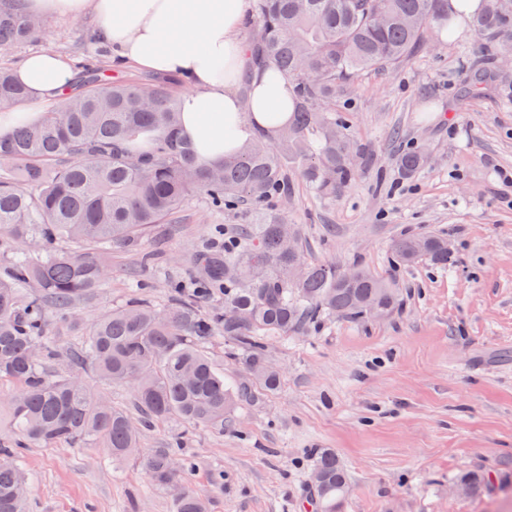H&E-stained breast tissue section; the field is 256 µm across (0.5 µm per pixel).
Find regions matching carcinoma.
I'll use <instances>...</instances> for the list:
<instances>
[{
    "mask_svg": "<svg viewBox=\"0 0 512 512\" xmlns=\"http://www.w3.org/2000/svg\"><path fill=\"white\" fill-rule=\"evenodd\" d=\"M20 0H0V49L39 38L42 21L27 16ZM256 23L246 38L251 58L273 65L296 100L288 124L259 133L239 155L213 166L197 161L194 145L179 133L178 78L103 82L100 62L111 58L99 43L78 62L75 94L34 124L0 137V248L11 256L0 270V389L9 417L30 448L96 442L112 459L141 454L156 489L173 512H208L191 487L196 465L179 448L140 453L144 428L170 420L224 430L236 408L280 386L268 357L269 341L300 331L314 332L339 316L370 319L400 306L389 277L355 267L307 259L304 228L295 240L280 233V204L288 199V169L300 172L317 199H333L354 179L357 164L347 120L336 111V91L361 73L394 67L410 58L425 31L436 26L455 33L457 16L448 0H257ZM473 27L483 55L471 61L464 93L480 95L512 56V0H484ZM25 87L0 68V111L24 102ZM420 148L398 158L402 176L425 166ZM204 195L209 208L247 206L269 215L260 224L213 227L215 246L195 254L194 277L171 282L165 303L135 297L97 314L65 352L66 370L54 336L63 317L110 283L112 250H137L160 224H174L186 201ZM426 259L448 266V238L427 231L403 233L393 243L389 265ZM214 288L224 292V310L203 311ZM217 336L249 383L232 385L207 356L204 345ZM104 384H129L133 418L83 375ZM313 469L317 512H339L348 477L336 453H316ZM461 481L476 495L488 489L478 470ZM29 476L17 456L0 442V512H27Z\"/></svg>",
    "mask_w": 512,
    "mask_h": 512,
    "instance_id": "obj_1",
    "label": "carcinoma"
}]
</instances>
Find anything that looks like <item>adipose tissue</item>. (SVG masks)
<instances>
[{
  "instance_id": "ef3b65f1",
  "label": "adipose tissue",
  "mask_w": 512,
  "mask_h": 512,
  "mask_svg": "<svg viewBox=\"0 0 512 512\" xmlns=\"http://www.w3.org/2000/svg\"><path fill=\"white\" fill-rule=\"evenodd\" d=\"M23 2L37 18L90 20L93 37L108 43L121 63L184 78L181 128L202 163L239 152L258 130H277L293 110L286 82L273 67H254L241 39L251 0ZM14 74L28 100L0 121V133L33 119L34 107L61 100L76 81L70 61L52 50L24 57Z\"/></svg>"
}]
</instances>
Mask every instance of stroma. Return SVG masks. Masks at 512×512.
Masks as SVG:
<instances>
[{
    "label": "stroma",
    "mask_w": 512,
    "mask_h": 512,
    "mask_svg": "<svg viewBox=\"0 0 512 512\" xmlns=\"http://www.w3.org/2000/svg\"><path fill=\"white\" fill-rule=\"evenodd\" d=\"M476 48L472 32L431 35L411 60L337 93L368 159L336 199H314L289 171L284 215L304 226L309 258L393 276L402 304L382 318H332L315 333L271 340L280 389L223 430L174 421L143 429L148 452L183 437L209 512H304L312 455L323 448L348 473L341 512H512V491L498 486L512 481V188L499 178L512 172V74L462 96ZM45 49L79 61L92 49L87 22L45 18L41 39L0 50V66ZM417 147L426 167L403 178L397 159ZM182 215L141 250H113L109 287L68 314L61 348L98 311L140 294L163 302L169 282L191 276L188 257L211 247L213 225L254 221L242 207L211 213L199 196ZM417 231L447 237L448 267L390 269L392 240ZM19 461L33 477L29 512H172L137 457L116 463L86 445L24 448ZM472 469L491 483L479 497L458 489Z\"/></svg>",
    "instance_id": "1"
}]
</instances>
